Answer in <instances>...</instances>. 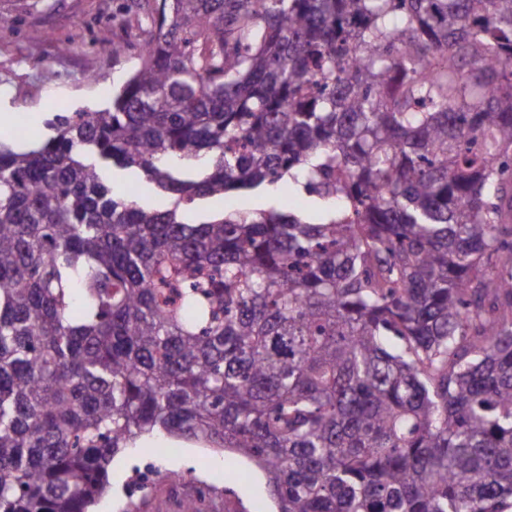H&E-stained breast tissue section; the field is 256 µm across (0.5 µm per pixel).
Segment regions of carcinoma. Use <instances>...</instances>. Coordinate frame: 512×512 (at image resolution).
<instances>
[{"mask_svg":"<svg viewBox=\"0 0 512 512\" xmlns=\"http://www.w3.org/2000/svg\"><path fill=\"white\" fill-rule=\"evenodd\" d=\"M125 13L105 104L0 143V512H88L152 432L278 512H512V0ZM284 180L322 222L183 220ZM107 183L114 195L123 198L135 197L150 209L164 210L168 206V196L160 193L135 170L114 166Z\"/></svg>","mask_w":512,"mask_h":512,"instance_id":"carcinoma-1","label":"carcinoma"}]
</instances>
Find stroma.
<instances>
[{
  "mask_svg": "<svg viewBox=\"0 0 512 512\" xmlns=\"http://www.w3.org/2000/svg\"><path fill=\"white\" fill-rule=\"evenodd\" d=\"M121 0H0V114L10 125L0 129V141L27 140L28 129L19 127L20 116L44 117L102 104L101 88L120 84L137 67L135 51L113 61L112 47L97 39L99 29L114 37L135 41L137 26H120ZM53 79L44 82V71ZM108 184L119 197L137 198L154 210L168 206L160 193L137 171L113 168ZM274 208L295 212L310 222H320L322 205L296 186L280 183L223 198L198 201L184 219L196 222L223 210L244 211ZM121 475L95 512H182V501L194 496L200 512H274L275 504L264 474L254 464L232 452H219L194 443L172 444L162 435L145 437L112 461ZM183 474L180 483L163 480V473Z\"/></svg>",
  "mask_w": 512,
  "mask_h": 512,
  "instance_id": "stroma-1",
  "label": "stroma"
}]
</instances>
